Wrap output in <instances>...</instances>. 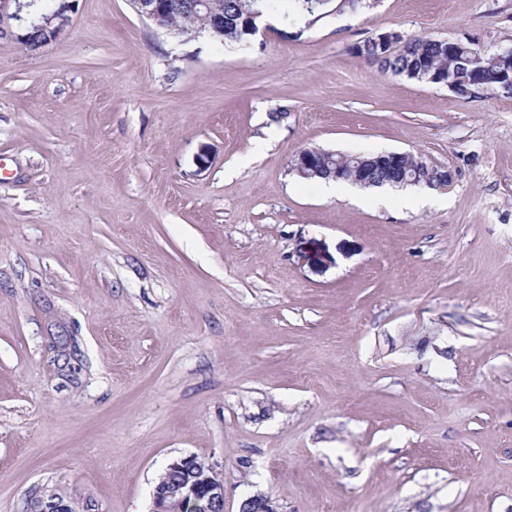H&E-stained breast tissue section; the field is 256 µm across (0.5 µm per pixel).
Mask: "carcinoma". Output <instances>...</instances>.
<instances>
[{"instance_id":"obj_1","label":"carcinoma","mask_w":512,"mask_h":512,"mask_svg":"<svg viewBox=\"0 0 512 512\" xmlns=\"http://www.w3.org/2000/svg\"><path fill=\"white\" fill-rule=\"evenodd\" d=\"M337 2L340 10L350 9L356 11L366 7L367 0H254V4L261 11V15H275L285 20L293 19L299 15H318L323 17L320 10L331 2ZM184 0H169L172 18L175 23L185 30L194 31L199 28H208L210 17L203 13L192 16L183 10ZM216 9L224 12V43L241 44L250 41L249 21L245 18L247 4L245 0H214ZM358 55L365 61L379 65L385 73L394 76L423 75L428 78L434 75L440 79H454L456 94L462 98H469L478 87L484 86L489 91H499L512 94V88L503 85L499 79L500 65L497 60L498 52L495 49H480L475 46L464 54L456 50L441 47L427 36L412 35L405 39L403 46L386 58L381 59L379 46L372 38H368L357 46ZM336 167L343 170L344 176L340 180H348L358 167L364 165L368 156L354 157L336 154L332 156ZM418 157L410 155L400 161L398 169L392 173L376 172L373 175L376 187H404L412 185L416 179L420 180L427 172L420 169L417 164Z\"/></svg>"}]
</instances>
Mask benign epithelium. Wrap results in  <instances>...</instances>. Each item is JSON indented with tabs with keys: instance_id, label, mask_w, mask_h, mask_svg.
Segmentation results:
<instances>
[{
	"instance_id": "7a95c632",
	"label": "benign epithelium",
	"mask_w": 512,
	"mask_h": 512,
	"mask_svg": "<svg viewBox=\"0 0 512 512\" xmlns=\"http://www.w3.org/2000/svg\"><path fill=\"white\" fill-rule=\"evenodd\" d=\"M15 2L16 10L9 12V3ZM21 0H0V34L11 28L10 21H22ZM136 13L150 21L156 28L181 33L171 25L168 0H129ZM69 5L67 0H59L58 8L51 13H43L28 20L42 35L43 43L53 41L69 24ZM327 152L302 151L294 160L293 170L302 175H316L336 179V167L328 166ZM402 154L381 152L371 155L368 162L372 168H393L398 166ZM419 165L430 170L423 185L431 189L449 186L454 174L445 166L438 165L427 158ZM154 512H171L172 504L187 507V512H224V481L212 467L193 456L176 459L168 464L165 476L160 478L154 489ZM31 512H74L70 501L61 498L55 492L40 496L33 503ZM239 512H276L268 498L253 496L242 502Z\"/></svg>"
}]
</instances>
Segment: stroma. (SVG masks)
Listing matches in <instances>:
<instances>
[{
    "instance_id": "35a3bbf8",
    "label": "stroma",
    "mask_w": 512,
    "mask_h": 512,
    "mask_svg": "<svg viewBox=\"0 0 512 512\" xmlns=\"http://www.w3.org/2000/svg\"><path fill=\"white\" fill-rule=\"evenodd\" d=\"M0 37V512H512V95L353 47L512 43V0H379L186 43L129 0ZM307 148L409 152L446 190H324ZM172 474L180 476L173 480ZM153 496L154 512H172L173 502L187 507L186 512H224V481L193 456L169 463ZM32 512H74L68 499L61 498L55 492L44 493L36 499L31 508Z\"/></svg>"
}]
</instances>
